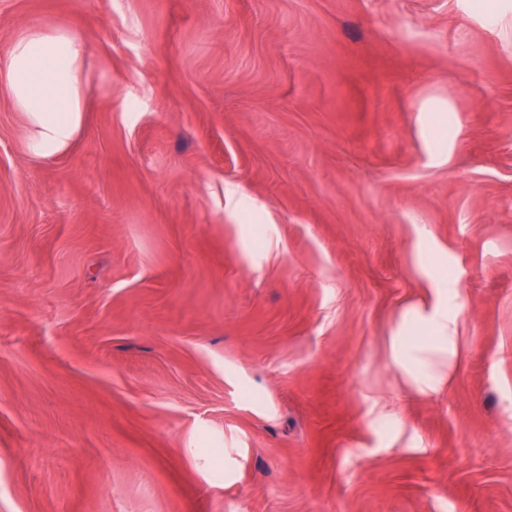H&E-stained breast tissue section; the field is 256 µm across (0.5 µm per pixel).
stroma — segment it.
Here are the masks:
<instances>
[{
	"label": "stroma",
	"mask_w": 512,
	"mask_h": 512,
	"mask_svg": "<svg viewBox=\"0 0 512 512\" xmlns=\"http://www.w3.org/2000/svg\"><path fill=\"white\" fill-rule=\"evenodd\" d=\"M33 30L85 103L45 156L0 83V512H512V0ZM431 327L435 332L437 348L448 353V358L455 354L456 341V320L453 314L446 310L437 311L430 320Z\"/></svg>",
	"instance_id": "obj_1"
}]
</instances>
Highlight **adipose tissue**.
I'll use <instances>...</instances> for the list:
<instances>
[{
	"instance_id": "adipose-tissue-1",
	"label": "adipose tissue",
	"mask_w": 512,
	"mask_h": 512,
	"mask_svg": "<svg viewBox=\"0 0 512 512\" xmlns=\"http://www.w3.org/2000/svg\"><path fill=\"white\" fill-rule=\"evenodd\" d=\"M85 50L71 34L32 31L13 45L6 80L42 154L63 150L83 118Z\"/></svg>"
}]
</instances>
